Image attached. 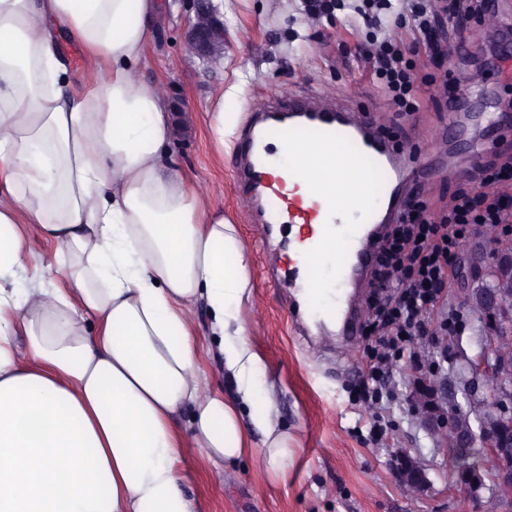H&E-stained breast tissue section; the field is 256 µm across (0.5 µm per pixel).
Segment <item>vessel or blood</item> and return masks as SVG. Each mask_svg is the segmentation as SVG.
<instances>
[{
    "instance_id": "vessel-or-blood-1",
    "label": "vessel or blood",
    "mask_w": 512,
    "mask_h": 512,
    "mask_svg": "<svg viewBox=\"0 0 512 512\" xmlns=\"http://www.w3.org/2000/svg\"><path fill=\"white\" fill-rule=\"evenodd\" d=\"M288 145H313L320 158L316 173L294 165L290 179L315 180L322 203L303 206L291 197L287 181L273 174L277 155L272 141ZM365 161L366 176L377 179L383 196L381 210H359L349 196L351 185L340 176L346 158ZM437 158L397 149L384 121L344 101H318L309 96H288L262 108L241 140L236 183L260 223L298 224L301 234L293 239L295 260L288 270L277 272L276 283L302 290L306 277L316 270L310 243L316 225L333 221L341 227V244L331 276L337 287L363 279L372 265L382 224L399 221L404 201L421 190L428 176L440 170ZM336 349L349 350L358 334L360 308L355 295H347L345 306L336 313Z\"/></svg>"
}]
</instances>
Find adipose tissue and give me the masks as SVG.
<instances>
[{
	"label": "adipose tissue",
	"mask_w": 512,
	"mask_h": 512,
	"mask_svg": "<svg viewBox=\"0 0 512 512\" xmlns=\"http://www.w3.org/2000/svg\"><path fill=\"white\" fill-rule=\"evenodd\" d=\"M157 10V0H0V512H201L176 470L187 410L213 464L257 451L288 471L239 314L245 246L169 174L171 115L140 77ZM62 30L107 71L79 97ZM19 210L66 248L68 287L19 275L29 249ZM196 304L239 400L204 389L184 316Z\"/></svg>",
	"instance_id": "obj_1"
}]
</instances>
